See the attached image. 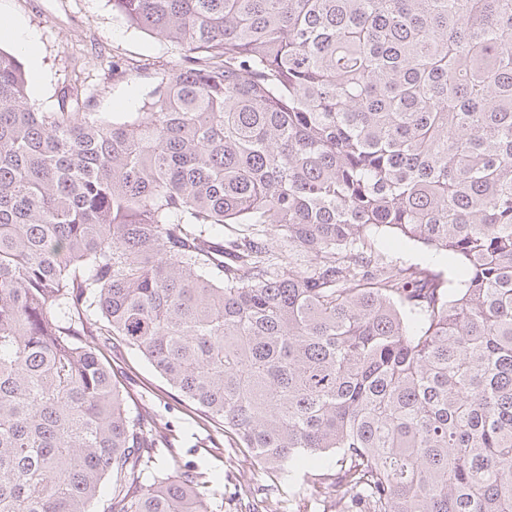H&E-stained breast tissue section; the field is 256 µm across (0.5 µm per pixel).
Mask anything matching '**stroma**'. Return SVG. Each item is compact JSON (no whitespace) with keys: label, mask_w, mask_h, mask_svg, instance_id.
I'll use <instances>...</instances> for the list:
<instances>
[{"label":"stroma","mask_w":512,"mask_h":512,"mask_svg":"<svg viewBox=\"0 0 512 512\" xmlns=\"http://www.w3.org/2000/svg\"><path fill=\"white\" fill-rule=\"evenodd\" d=\"M0 14L20 20L37 37L38 68L29 71L28 97L45 112L58 108L65 87L77 88L85 111L111 115L133 98L141 111L162 73L183 56L174 43L130 27L110 0H0ZM382 260L391 266L421 265L447 273L448 260L392 229L373 230ZM132 397L130 411L140 414L148 432L164 433L173 455L197 463L224 485V512H275L278 502L290 512H312L308 486L333 468L331 456L279 478L258 464L244 448L227 440L196 407L179 400L166 380L121 342L107 354Z\"/></svg>","instance_id":"35a3bbf8"}]
</instances>
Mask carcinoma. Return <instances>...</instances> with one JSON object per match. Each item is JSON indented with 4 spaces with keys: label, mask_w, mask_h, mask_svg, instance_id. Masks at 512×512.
<instances>
[{
    "label": "carcinoma",
    "mask_w": 512,
    "mask_h": 512,
    "mask_svg": "<svg viewBox=\"0 0 512 512\" xmlns=\"http://www.w3.org/2000/svg\"><path fill=\"white\" fill-rule=\"evenodd\" d=\"M112 7L185 50L141 112L0 49V512H224L114 339L281 477L336 455L317 509L512 512V0ZM375 249L382 260L390 266H429L448 279V260L423 245L398 236L392 229H374L371 234Z\"/></svg>",
    "instance_id": "obj_1"
}]
</instances>
